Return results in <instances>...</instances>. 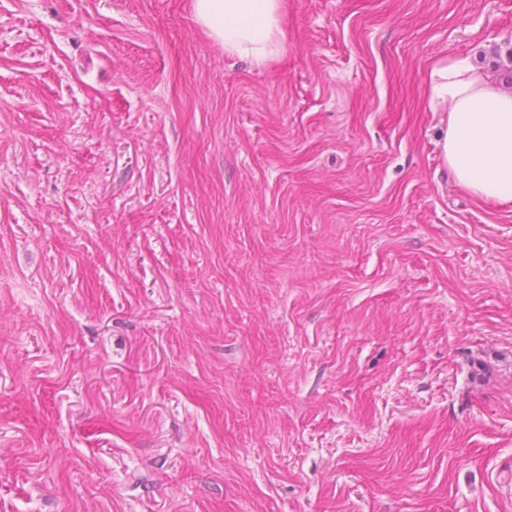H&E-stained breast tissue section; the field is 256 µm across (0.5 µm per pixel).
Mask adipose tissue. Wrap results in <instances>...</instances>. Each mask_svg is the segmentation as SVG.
<instances>
[{"label":"adipose tissue","mask_w":512,"mask_h":512,"mask_svg":"<svg viewBox=\"0 0 512 512\" xmlns=\"http://www.w3.org/2000/svg\"><path fill=\"white\" fill-rule=\"evenodd\" d=\"M194 9L227 54L263 65L283 48L288 0H194ZM424 106L446 118L439 146L457 185L485 203L512 202V93L470 58L446 56L427 70Z\"/></svg>","instance_id":"ef3b65f1"}]
</instances>
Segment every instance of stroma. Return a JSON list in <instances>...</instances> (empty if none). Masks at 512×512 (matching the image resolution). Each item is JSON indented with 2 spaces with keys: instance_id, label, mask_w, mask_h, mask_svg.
<instances>
[{
  "instance_id": "35a3bbf8",
  "label": "stroma",
  "mask_w": 512,
  "mask_h": 512,
  "mask_svg": "<svg viewBox=\"0 0 512 512\" xmlns=\"http://www.w3.org/2000/svg\"><path fill=\"white\" fill-rule=\"evenodd\" d=\"M0 0V512H512V202L433 57L512 0ZM194 9L226 54L263 65L282 51L280 20L288 0H195Z\"/></svg>"
}]
</instances>
